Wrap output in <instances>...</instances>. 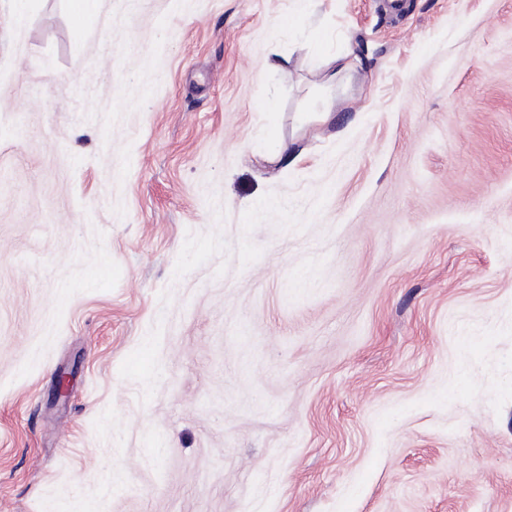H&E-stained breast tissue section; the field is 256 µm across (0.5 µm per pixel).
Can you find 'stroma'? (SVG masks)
I'll use <instances>...</instances> for the list:
<instances>
[{"label": "stroma", "instance_id": "35a3bbf8", "mask_svg": "<svg viewBox=\"0 0 512 512\" xmlns=\"http://www.w3.org/2000/svg\"><path fill=\"white\" fill-rule=\"evenodd\" d=\"M0 61V512H512V0H0Z\"/></svg>", "mask_w": 512, "mask_h": 512}]
</instances>
